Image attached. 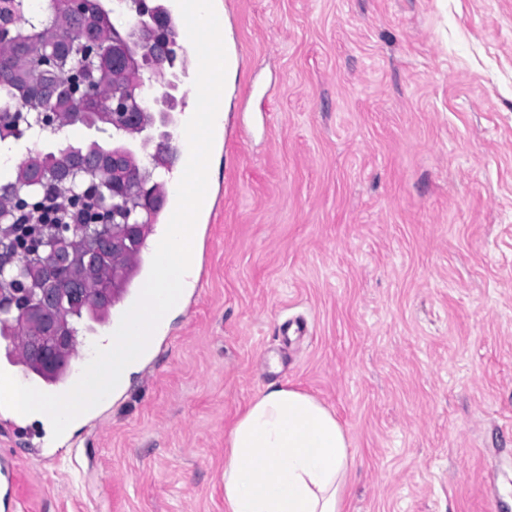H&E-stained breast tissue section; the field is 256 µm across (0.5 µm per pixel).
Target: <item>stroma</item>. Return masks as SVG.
Returning <instances> with one entry per match:
<instances>
[{"mask_svg": "<svg viewBox=\"0 0 512 512\" xmlns=\"http://www.w3.org/2000/svg\"><path fill=\"white\" fill-rule=\"evenodd\" d=\"M233 90L197 277L17 512H224L266 386L335 413L347 512H512V0H215Z\"/></svg>", "mask_w": 512, "mask_h": 512, "instance_id": "35a3bbf8", "label": "stroma"}]
</instances>
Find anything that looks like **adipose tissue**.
<instances>
[{"label": "adipose tissue", "mask_w": 512, "mask_h": 512, "mask_svg": "<svg viewBox=\"0 0 512 512\" xmlns=\"http://www.w3.org/2000/svg\"><path fill=\"white\" fill-rule=\"evenodd\" d=\"M351 442L311 395L263 389L232 424L224 512H344Z\"/></svg>", "instance_id": "ef3b65f1"}]
</instances>
